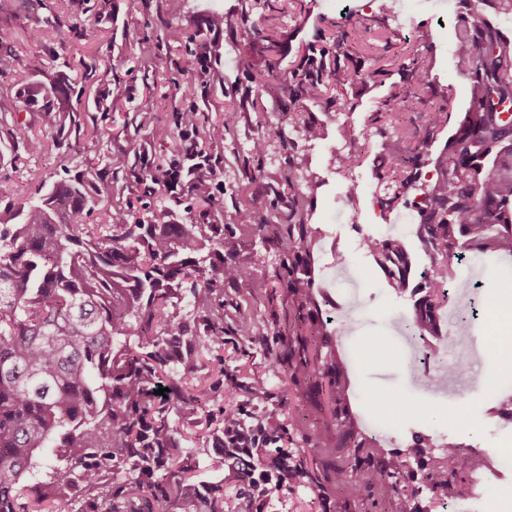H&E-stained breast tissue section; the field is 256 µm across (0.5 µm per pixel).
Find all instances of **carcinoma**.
<instances>
[{
  "instance_id": "carcinoma-1",
  "label": "carcinoma",
  "mask_w": 512,
  "mask_h": 512,
  "mask_svg": "<svg viewBox=\"0 0 512 512\" xmlns=\"http://www.w3.org/2000/svg\"><path fill=\"white\" fill-rule=\"evenodd\" d=\"M455 53L469 73L471 104L448 137L435 182H419V171L428 163V144L448 123L443 105L427 112L421 129L391 126L393 141L410 149L397 152L392 170L377 177L384 207L411 191L420 196L415 234L429 271L415 274L400 234L365 239L391 288L413 298L423 332L435 328L448 301L453 261L468 250L512 255V39L470 14L461 17ZM72 70L65 61L45 79L36 65L18 82L21 110L39 113L44 127L26 140L27 151L61 148L73 135L102 138L70 103L73 95L81 101L85 85L96 86L98 109L112 112L126 99L120 80L103 90L93 69L75 88ZM400 70L414 89L428 85L423 61L411 59ZM366 77L342 33L329 47L306 48L288 74L269 75L247 97L254 105L264 95L283 94L295 104L332 89L330 102L345 110L347 87ZM405 99L391 92L370 124L400 112ZM236 117L226 110L218 123L203 111L178 114L212 143L215 128L229 130ZM170 148L188 162L187 193L200 207L197 214L181 216L160 206L139 216L130 202L115 201L112 169L125 165L124 151L66 166L65 177L43 183L36 196L0 205V512H224V478L198 479L175 418L224 387L222 380L199 375V348L224 344V318L214 314L215 303L224 283L248 282L254 270L224 262L235 242L224 236V210L206 190L209 172L193 164L201 150L181 140ZM306 183L291 166L272 187L277 200L291 193L287 210L236 212L237 224L294 256L283 292L301 309L314 303L302 258L312 235ZM184 302L187 318L181 315ZM295 337L290 379L298 385L329 377L335 408L325 426L336 432V447L354 449L353 457L336 461V486L357 497L362 453L369 478L390 503L402 496L408 461L417 457L429 469L432 497L465 498L472 460L460 445L440 443L432 463L423 459L422 449L430 447L423 436L402 454L386 451L347 411L350 383L341 360L332 359L322 327L301 326ZM161 386L168 392L154 394ZM233 412L231 405L220 407L206 441L224 442V416ZM232 473L239 482L237 512H261L268 481L284 487L311 478L303 456L289 452ZM31 485L38 488L34 496L28 494Z\"/></svg>"
}]
</instances>
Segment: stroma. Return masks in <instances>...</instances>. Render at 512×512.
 Masks as SVG:
<instances>
[{
  "label": "stroma",
  "instance_id": "obj_1",
  "mask_svg": "<svg viewBox=\"0 0 512 512\" xmlns=\"http://www.w3.org/2000/svg\"><path fill=\"white\" fill-rule=\"evenodd\" d=\"M275 5V11L253 13L252 19L275 27L281 71H288L307 44L322 42L339 31L359 47L362 66L373 72L374 78L349 88L352 110H337L322 99L305 102L296 110L288 101L270 96L255 106L241 105L240 93L254 87L269 56L262 43L251 39L246 25L213 30L208 19L215 12L240 16L242 0H111L110 8L102 13L92 8L89 0H0V28L29 33L15 44L13 58L0 63V127L11 129L18 140L42 130L36 115L20 112L15 98L17 82L31 64L52 71L57 55L75 64L85 59V48L91 45L97 51V68L113 62L114 76L129 89L122 111L109 117L94 109L87 114L88 122L118 133V140L82 137L59 150L21 153L16 165L0 167V189L16 199L31 197L42 180L63 176L71 157H96L110 148L129 155L128 167L112 173L115 190L154 207L168 204L169 193H148L141 177L154 169L158 157L174 160V153L163 152L162 146L166 138L179 135L176 113L191 105L205 106L213 119L220 121L225 109H235L236 122L225 131L218 147L224 172L213 192L224 207V232L237 240L232 259L253 266L255 277L224 286V393L209 402L207 411L185 419L184 427L205 425L208 412L228 403L243 409L250 425L273 412L291 414L297 424L279 440V448L287 452L302 449L312 473L325 478L336 464L330 451L336 434L321 424L326 398L315 390L302 396L282 365L292 340L291 325L312 320L337 338L339 353L356 387L394 396L397 405L393 408H376L356 399L350 402L363 430L370 432L378 423L389 422L384 437L388 450L403 451L418 435L452 437L476 458L512 448V430L498 431L492 412L497 392H512V369L501 366L495 342L506 319L486 311L472 324L469 340L476 343L480 358L473 365L472 381L461 382L455 398L436 396L426 384L414 383L412 371L398 357L393 332L396 315L410 313L412 302L388 286L373 258L359 247L363 237L386 235L400 220L419 221L409 205L400 203L387 210L377 201V176L389 166L397 147L388 130H370L356 147L360 160L351 174L339 168L328 152L329 145L339 142L342 124L366 126L371 113L382 109L392 87L402 85L398 64L408 54L429 64V83L421 91L408 93L401 120L419 127L429 107L445 105L450 112L448 124L421 169L422 179L434 180L436 161L471 99L468 73L454 53L457 21L476 13L512 37V15L499 13L492 0H397L395 10L387 14L381 11L380 0H276ZM54 17L77 27L81 38L58 40L47 24ZM174 27L199 31L202 42L220 53L223 85L194 87L190 74L172 65V58L188 54L185 46L168 39V30ZM140 109L156 113L157 128L127 125V118ZM302 122L320 125L323 143L309 147L298 132ZM261 132L268 134L272 146L267 158L259 162L250 148ZM291 163L312 177L305 190L308 222L313 228L306 257L314 272L316 303L302 309L289 307L283 296L288 281L287 255L235 222V210L243 205L262 213L270 211L274 202L271 187ZM351 175L359 189L349 199L344 185ZM340 255L348 260L359 281L358 299L363 306L356 329L346 334L333 321L334 291L328 286ZM470 263L480 273V299L502 296L505 287L512 285V263L499 255L474 257ZM244 317L264 334V345H253L237 335L236 323ZM482 336L487 339L483 345L478 342ZM255 377L263 379V393L248 391L247 385ZM452 408L462 409V420L449 419ZM340 499L350 501L345 490L333 485L327 497L319 500L309 484H294L268 500L264 512H334ZM350 503V512L397 510L396 504L381 500L377 485L370 481L363 483L357 501Z\"/></svg>",
  "mask_w": 512,
  "mask_h": 512
}]
</instances>
